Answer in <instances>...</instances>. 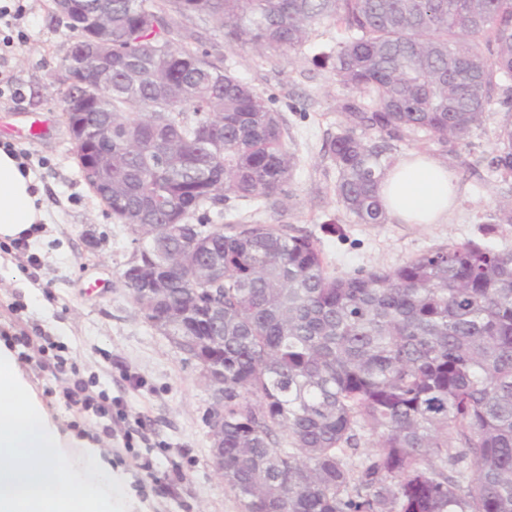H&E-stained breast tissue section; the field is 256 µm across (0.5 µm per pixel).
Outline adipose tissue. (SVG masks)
I'll list each match as a JSON object with an SVG mask.
<instances>
[{"label": "adipose tissue", "instance_id": "obj_1", "mask_svg": "<svg viewBox=\"0 0 512 512\" xmlns=\"http://www.w3.org/2000/svg\"><path fill=\"white\" fill-rule=\"evenodd\" d=\"M380 196L401 224H443L454 205L447 165L418 152L388 169ZM38 185L0 145V243L33 241L43 219ZM100 440L65 427L0 341V512H135Z\"/></svg>", "mask_w": 512, "mask_h": 512}]
</instances>
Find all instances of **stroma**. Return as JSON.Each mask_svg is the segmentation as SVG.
<instances>
[{"mask_svg": "<svg viewBox=\"0 0 512 512\" xmlns=\"http://www.w3.org/2000/svg\"><path fill=\"white\" fill-rule=\"evenodd\" d=\"M20 15L0 19V136L11 138L42 186L39 236L10 248L20 282L0 280V334L28 337L19 358L47 403L71 425L104 437L113 467L129 477L145 512H244L211 463L209 414L215 404L196 362L152 327L132 302L121 274L136 245L85 183L74 143L58 109L61 61L72 41L53 0H22ZM189 27L214 60L256 90L275 94L299 159L284 208L234 201L235 211L263 224H289L320 246L330 273L392 269L435 247L473 241L512 250V224L488 229L496 200L512 193L487 164L499 115L447 150L423 141L398 143L395 160L421 152L447 164L457 186L444 224H358L337 203L336 168L325 144L341 129L348 91L315 54L342 41V28H321L301 51L267 57L230 47L222 33L194 17ZM39 137H31L33 122ZM37 285L24 294L23 284ZM83 382L105 414L69 403Z\"/></svg>", "mask_w": 512, "mask_h": 512, "instance_id": "stroma-1", "label": "stroma"}]
</instances>
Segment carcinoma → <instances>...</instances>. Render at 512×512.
<instances>
[{
  "instance_id": "obj_1",
  "label": "carcinoma",
  "mask_w": 512,
  "mask_h": 512,
  "mask_svg": "<svg viewBox=\"0 0 512 512\" xmlns=\"http://www.w3.org/2000/svg\"><path fill=\"white\" fill-rule=\"evenodd\" d=\"M112 14L96 141L138 255L124 286L178 348L224 369V485L245 512H512V250L464 242L336 276L288 224L211 213L290 198L297 158L273 94L189 41L170 14L258 53L342 26L332 56L345 127L328 153L337 202L387 224L390 141H461L497 107L492 171L512 178V0H81ZM61 91V112L85 82ZM492 220L512 224V199ZM169 289V303L148 289ZM224 308V346L211 308ZM372 450L361 455L364 435Z\"/></svg>"
}]
</instances>
